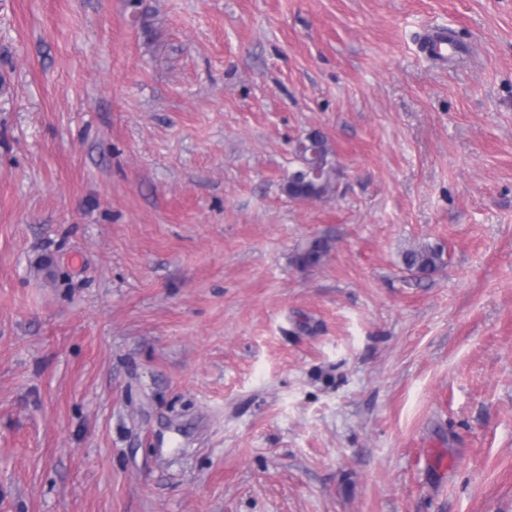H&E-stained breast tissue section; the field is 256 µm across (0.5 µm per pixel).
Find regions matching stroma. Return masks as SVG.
<instances>
[{"mask_svg": "<svg viewBox=\"0 0 512 512\" xmlns=\"http://www.w3.org/2000/svg\"><path fill=\"white\" fill-rule=\"evenodd\" d=\"M0 512H512V0H0ZM294 154L299 166L292 172H301L300 179L291 180L287 177L284 183L286 194L296 200H326L337 192L336 164L334 152L328 138L319 131L308 133L296 142ZM306 167L318 169L320 175L313 178ZM291 172V173H292ZM330 248L331 246L327 239H313L297 254L296 262L302 268L317 266L327 255ZM443 250L430 244H416L405 248L400 254L404 268L420 274L436 272L444 266Z\"/></svg>", "mask_w": 512, "mask_h": 512, "instance_id": "obj_1", "label": "stroma"}]
</instances>
